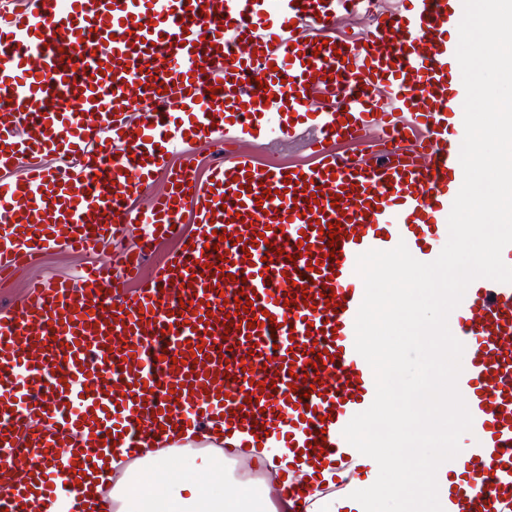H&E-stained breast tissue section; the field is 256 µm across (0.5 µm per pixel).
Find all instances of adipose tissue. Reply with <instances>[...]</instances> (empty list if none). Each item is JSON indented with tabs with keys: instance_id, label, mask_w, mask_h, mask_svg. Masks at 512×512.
<instances>
[{
	"instance_id": "adipose-tissue-1",
	"label": "adipose tissue",
	"mask_w": 512,
	"mask_h": 512,
	"mask_svg": "<svg viewBox=\"0 0 512 512\" xmlns=\"http://www.w3.org/2000/svg\"><path fill=\"white\" fill-rule=\"evenodd\" d=\"M141 469L125 466L116 457L114 468L124 470L121 480L111 471L90 475L86 483L95 490L110 489L117 512H288L287 501L272 499L259 483L239 484L235 495L224 493V454L213 448L182 457L179 470H171L168 456L144 449Z\"/></svg>"
}]
</instances>
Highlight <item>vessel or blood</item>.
I'll list each match as a JSON object with an SVG mask.
<instances>
[{"label":"vessel or blood","mask_w":512,"mask_h":512,"mask_svg":"<svg viewBox=\"0 0 512 512\" xmlns=\"http://www.w3.org/2000/svg\"><path fill=\"white\" fill-rule=\"evenodd\" d=\"M360 11L367 30L334 32ZM462 16L463 0L0 10V169L25 171L0 183V274L138 235L0 309V512L65 498L82 512L88 466L111 469L119 448L138 461L177 424L206 429L228 461L246 462L252 439L289 449L276 480L291 512L326 490L327 469L349 497L369 466L342 431L376 393L355 350L356 259L402 242L429 263L448 240L463 182ZM308 128L310 164L258 161L265 141ZM186 139L221 154L207 180L194 152L170 160ZM159 172L165 187L149 193ZM172 238L180 248L160 250ZM457 315L473 424L448 512H512V284L473 281ZM302 457L317 467L300 470Z\"/></svg>","instance_id":"obj_1"}]
</instances>
